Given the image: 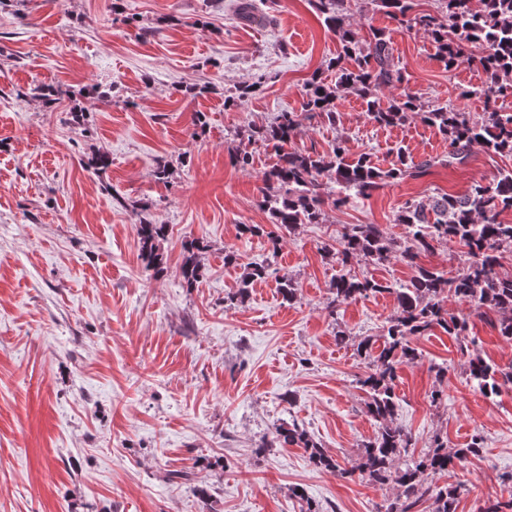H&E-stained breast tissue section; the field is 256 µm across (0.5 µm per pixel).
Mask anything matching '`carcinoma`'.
Listing matches in <instances>:
<instances>
[{"mask_svg":"<svg viewBox=\"0 0 512 512\" xmlns=\"http://www.w3.org/2000/svg\"><path fill=\"white\" fill-rule=\"evenodd\" d=\"M310 2L341 44V51L327 65L335 77L329 82L320 75L313 76L304 87L300 111L279 112L273 121L250 129L248 143L270 147L277 157L262 176L259 205L267 210L278 232L267 230L264 224L239 225L242 236L267 238L270 256L261 263L249 264L238 290L226 297L231 304L243 299L251 284L270 275L282 234L303 224L320 223L325 206L339 208L352 195L368 199L381 187L418 178L437 164L460 163L474 146L512 156V111L497 106L498 100L512 97V0H481L478 9L472 6V0H440L443 10L438 16L412 13V0H373L399 24L424 31L448 68L467 63L485 72L487 82L479 93L487 99L488 108L479 121L446 106L430 107L421 97L406 91L382 102L378 97L381 89L397 88L405 81L387 33L376 29L362 45L345 27L347 0ZM469 45L481 48V52H467ZM261 87L259 79L239 87L224 104L238 106ZM349 92L361 98L365 112L379 125L418 119L435 128L448 141V159L415 161L400 148L394 163L384 169L368 154L350 157L342 139L323 153L291 146L306 120L317 117L322 123L336 125V101ZM506 211L512 212V169L501 173L493 183H474L463 195L444 193L427 202L406 201L395 216V223L404 227L401 236H390L377 224L345 225L338 245L324 247L325 253L342 266L363 259L376 265L396 260L414 268V275L403 284L346 273L337 277L331 288V307L382 293L392 294L397 300V310L388 320L385 334L356 343L358 355L369 361V371L358 383L367 395L368 412L378 423L377 435L364 445L357 465L351 468L327 455L295 422L276 427L263 437L260 448L296 445L305 449L309 462L320 470L343 479L356 475L372 484H393L395 497L378 512H413L424 499L432 501V512H456L465 485L438 486L433 478L480 455L482 438L476 436L466 447L450 450L437 437L431 451L414 454L411 431L395 420L397 369L420 358L414 337L437 327L450 336H463L473 315L490 319L498 335L512 341V274L502 273L500 263L501 253L512 252V222L499 220ZM167 233V225L154 224L145 216L137 224L142 258L158 274L165 265L159 243ZM448 241L462 248V267L456 275L447 278L443 272L417 263L421 254ZM207 248L200 239L183 245L180 275L190 288L206 272L202 254ZM450 296L466 308L448 312L445 303ZM461 351L467 355L469 381L485 397L493 398L503 387L512 386V363L497 365L467 345L461 346Z\"/></svg>","mask_w":512,"mask_h":512,"instance_id":"obj_1","label":"carcinoma"}]
</instances>
